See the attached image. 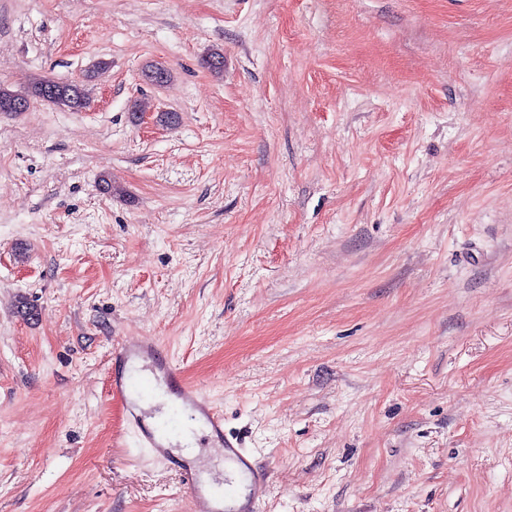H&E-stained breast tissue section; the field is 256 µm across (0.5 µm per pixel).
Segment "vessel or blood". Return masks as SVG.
<instances>
[{
	"label": "vessel or blood",
	"instance_id": "b4317fda",
	"mask_svg": "<svg viewBox=\"0 0 512 512\" xmlns=\"http://www.w3.org/2000/svg\"><path fill=\"white\" fill-rule=\"evenodd\" d=\"M161 383L167 387L166 406L181 410L198 423L202 440L215 444L224 457L223 477L209 480L203 478L194 460L183 461V485L196 512H263L267 473L237 437L225 434L224 415L215 410L207 394L185 382L180 367L171 358L159 356L156 346L126 341L114 344L109 396L124 404L143 445L164 458L171 446L169 434L149 425L140 405L141 400L154 396Z\"/></svg>",
	"mask_w": 512,
	"mask_h": 512
}]
</instances>
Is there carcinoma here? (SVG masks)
Instances as JSON below:
<instances>
[{"mask_svg":"<svg viewBox=\"0 0 512 512\" xmlns=\"http://www.w3.org/2000/svg\"><path fill=\"white\" fill-rule=\"evenodd\" d=\"M46 102L60 110L78 112L85 108L87 96L84 85L51 79L39 80L25 91H11L0 86V112H26L31 101Z\"/></svg>","mask_w":512,"mask_h":512,"instance_id":"carcinoma-1","label":"carcinoma"}]
</instances>
